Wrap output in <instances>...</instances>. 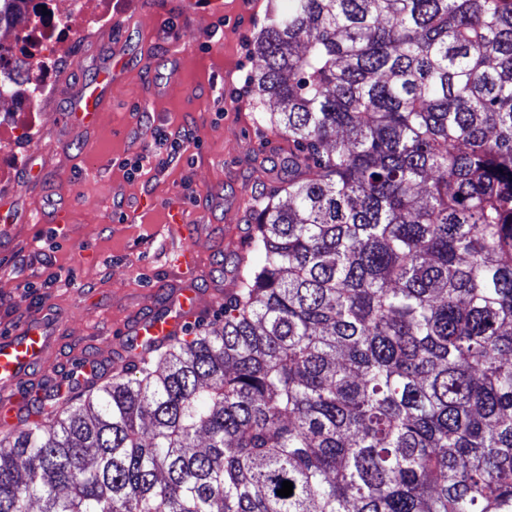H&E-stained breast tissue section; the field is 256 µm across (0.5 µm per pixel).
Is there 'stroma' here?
<instances>
[{
    "label": "stroma",
    "instance_id": "stroma-1",
    "mask_svg": "<svg viewBox=\"0 0 512 512\" xmlns=\"http://www.w3.org/2000/svg\"><path fill=\"white\" fill-rule=\"evenodd\" d=\"M223 2L112 0L111 23L87 27L39 102L34 139L4 141L24 162L0 180L18 227L0 249V332L49 310L58 340L42 373L111 356L131 316L166 309L168 287L190 282L211 313L238 288L234 255L288 143L264 129L272 105L256 86L255 39L276 0ZM89 87L106 105L72 123ZM146 147L152 159L135 166ZM174 203L186 223L167 222ZM64 204L69 223H48ZM189 243L199 263L180 275L168 262Z\"/></svg>",
    "mask_w": 512,
    "mask_h": 512
}]
</instances>
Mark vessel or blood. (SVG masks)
Returning a JSON list of instances; mask_svg holds the SVG:
<instances>
[{"label": "vessel or blood", "instance_id": "obj_1", "mask_svg": "<svg viewBox=\"0 0 512 512\" xmlns=\"http://www.w3.org/2000/svg\"><path fill=\"white\" fill-rule=\"evenodd\" d=\"M170 304L176 307V314L138 317L127 328V335L139 340L149 336L165 341L180 335L183 325L206 309L205 297L188 284L172 289ZM55 343L52 320L43 313L33 316L22 329L0 336V426L9 428L25 420L29 406L17 399L20 386L32 380L35 366ZM105 374V368L96 361H79L64 374L54 376L53 381L58 385L74 380L85 383L99 380Z\"/></svg>", "mask_w": 512, "mask_h": 512}]
</instances>
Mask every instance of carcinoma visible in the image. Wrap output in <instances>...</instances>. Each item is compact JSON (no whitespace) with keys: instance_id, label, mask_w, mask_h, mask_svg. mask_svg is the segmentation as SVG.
I'll list each match as a JSON object with an SVG mask.
<instances>
[{"instance_id":"1","label":"carcinoma","mask_w":512,"mask_h":512,"mask_svg":"<svg viewBox=\"0 0 512 512\" xmlns=\"http://www.w3.org/2000/svg\"><path fill=\"white\" fill-rule=\"evenodd\" d=\"M255 54L244 281L1 431L0 512H512V0H285Z\"/></svg>"}]
</instances>
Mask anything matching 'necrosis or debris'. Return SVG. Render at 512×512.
I'll list each match as a JSON object with an SVG mask.
<instances>
[{
    "label": "necrosis or debris",
    "instance_id": "4bbe7bcc",
    "mask_svg": "<svg viewBox=\"0 0 512 512\" xmlns=\"http://www.w3.org/2000/svg\"><path fill=\"white\" fill-rule=\"evenodd\" d=\"M17 14L18 22L0 26V77L17 61L29 63L31 79L11 109L31 113L53 92L57 69L80 41L85 24L111 21L112 0H20Z\"/></svg>",
    "mask_w": 512,
    "mask_h": 512
}]
</instances>
